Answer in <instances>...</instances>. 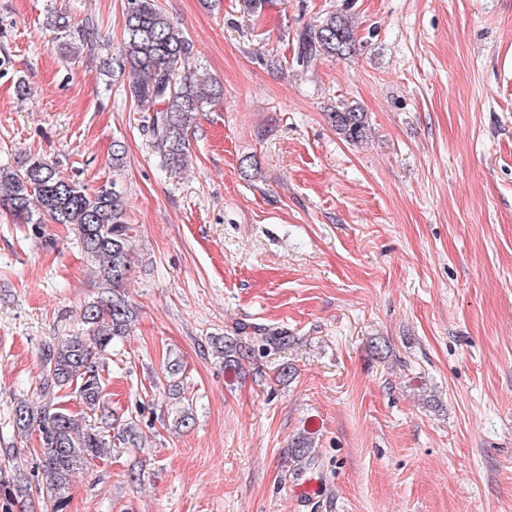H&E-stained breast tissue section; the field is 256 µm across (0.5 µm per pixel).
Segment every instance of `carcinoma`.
Listing matches in <instances>:
<instances>
[{
    "mask_svg": "<svg viewBox=\"0 0 512 512\" xmlns=\"http://www.w3.org/2000/svg\"><path fill=\"white\" fill-rule=\"evenodd\" d=\"M48 24L70 51L94 44V29L74 25L66 13L51 14ZM296 43V63L303 68L322 56L344 58L357 50L352 21L341 12H332L318 24L300 30ZM118 53L133 71L130 95L149 113L147 130L158 143L163 169L174 176L182 174L190 157V125L207 105L221 98V85L212 80L198 85L182 75L193 47L157 0H128ZM327 116L346 141L358 143L367 138L369 124L360 107L344 104ZM0 208L15 224L71 228L93 264L95 284L101 290L99 298L81 309L86 334L44 348L42 404L37 407L22 401L13 412L18 432L38 430L46 489L59 494L68 488L76 470L107 454L115 444L138 445L135 422L112 431V411L101 402L102 353L113 340L129 335L134 321L126 296L132 269V228L127 224L124 193L117 182L89 192L64 175L60 161L45 157L32 158L17 169L0 165ZM288 341L284 330L268 332L261 346L281 350L288 347ZM212 345L230 372L242 370L255 354L254 346L243 336L217 338ZM180 373L179 361L167 362L165 378L174 396L180 394ZM70 387L84 405L79 418L58 404V393ZM311 454L312 442L304 435L288 447L289 459L299 464Z\"/></svg>",
    "mask_w": 512,
    "mask_h": 512,
    "instance_id": "cac0c4a2",
    "label": "carcinoma"
}]
</instances>
